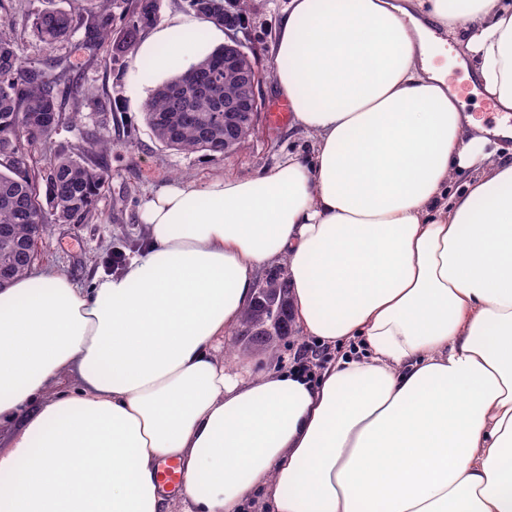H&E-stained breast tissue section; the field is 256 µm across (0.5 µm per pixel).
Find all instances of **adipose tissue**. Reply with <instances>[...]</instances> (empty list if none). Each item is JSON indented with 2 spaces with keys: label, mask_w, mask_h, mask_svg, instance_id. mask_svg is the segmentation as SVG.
Here are the masks:
<instances>
[{
  "label": "adipose tissue",
  "mask_w": 512,
  "mask_h": 512,
  "mask_svg": "<svg viewBox=\"0 0 512 512\" xmlns=\"http://www.w3.org/2000/svg\"><path fill=\"white\" fill-rule=\"evenodd\" d=\"M221 37L176 15L133 65L185 72ZM453 42L512 112V0H289L274 78L310 154L159 188L92 287L0 289V512H512V160L473 134ZM275 264L301 335L367 355L229 374Z\"/></svg>",
  "instance_id": "1"
}]
</instances>
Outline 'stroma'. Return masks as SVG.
<instances>
[{
  "mask_svg": "<svg viewBox=\"0 0 512 512\" xmlns=\"http://www.w3.org/2000/svg\"><path fill=\"white\" fill-rule=\"evenodd\" d=\"M78 0H11L7 17L11 21L23 56L46 58L33 36L28 22L34 10L55 6L70 10ZM288 0H248L245 23L238 37L252 48L259 59L262 74L260 120L245 149L221 159L198 152L179 154L158 142L142 118L143 106L158 79L138 74L131 57H123V77H116L107 50L94 57H82L79 77L91 90L105 89L122 97L126 110L121 119L84 107L76 121L65 124L50 142L36 148L37 160L80 143L85 133L108 139L113 148L104 152L100 164L110 173L92 218L82 224H58L48 221L46 231L35 244L34 269L51 267L66 274L81 287H90L97 278L111 275L114 254H137L147 240L141 210L151 190L179 180H198L214 172L230 176L262 173L275 166L292 151L309 152L307 134L291 127L288 120H272L280 108L273 76V43L280 17ZM134 125V137H126L124 125ZM303 339L299 335L270 337L261 346L250 344L241 331L225 337L224 361L229 371L250 366L253 371H275L291 365L293 354Z\"/></svg>",
  "mask_w": 512,
  "mask_h": 512,
  "instance_id": "35a3bbf8",
  "label": "stroma"
}]
</instances>
